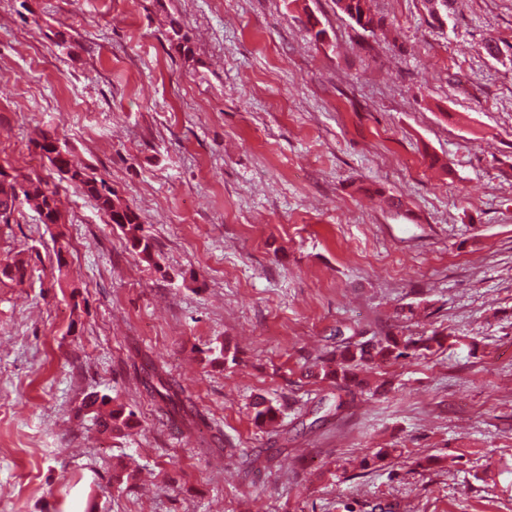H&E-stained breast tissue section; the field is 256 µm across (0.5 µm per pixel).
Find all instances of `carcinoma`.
Masks as SVG:
<instances>
[{
	"mask_svg": "<svg viewBox=\"0 0 512 512\" xmlns=\"http://www.w3.org/2000/svg\"><path fill=\"white\" fill-rule=\"evenodd\" d=\"M336 6L345 17L354 13L366 19L360 29L371 34L384 28L383 18L377 16L371 0H336ZM171 45L177 47L185 60L193 59L186 36L181 33L180 24L172 20L167 31ZM33 146L46 152V159L52 167L66 176V179L93 198L97 208L107 217L108 223L116 225L127 237L133 252L148 263H155L151 239L143 234L140 215L117 198L112 188L103 179L90 175L86 168L73 162L70 151L55 135L44 132ZM26 202L34 206L40 221L44 224H61L63 218L56 206V188L41 178L17 180L0 170V224H9L18 205ZM339 340L329 352L313 376L336 384V388L355 394L371 386V370L379 362L397 360L420 351H430L434 346H442L437 334L430 336L406 337L388 335L378 340L351 341L344 332L336 330ZM151 392L165 403L166 412L172 419L180 421L188 431L196 428L195 422L183 413L184 407L179 393L172 390L169 382L157 377V384L151 385ZM84 407L92 414L100 431L112 436L123 434L133 421V412L121 405L112 404L107 394L94 393L87 397ZM253 419L259 425H273L279 418V409L270 401L260 397L252 404Z\"/></svg>",
	"mask_w": 512,
	"mask_h": 512,
	"instance_id": "obj_1",
	"label": "carcinoma"
}]
</instances>
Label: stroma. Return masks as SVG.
I'll list each match as a JSON object with an SVG mask.
<instances>
[{
    "label": "stroma",
    "mask_w": 512,
    "mask_h": 512,
    "mask_svg": "<svg viewBox=\"0 0 512 512\" xmlns=\"http://www.w3.org/2000/svg\"><path fill=\"white\" fill-rule=\"evenodd\" d=\"M372 7L373 35L335 0H0V168L65 216L0 225V265L27 269L0 281V512H512V0ZM43 131L155 263L35 155ZM339 330L450 339L354 397L311 375ZM92 392L130 434L98 432ZM33 146L44 150L52 167L95 200L97 208L107 217L108 223L115 224L127 237L133 252L142 260L155 263L153 244L142 233L140 215L129 205L122 204L105 180L90 175L85 167L75 164L66 145L50 132H43L39 139L33 141ZM157 385H159L160 388ZM151 392L165 403L166 412L172 419H179L181 425L188 431H193L196 428L193 419H189L187 414H184L183 401L179 398V393L172 390L167 380L163 379L161 376H157V384L151 385ZM181 411L183 414H181ZM84 407L92 414L100 431L117 437L130 427L133 421V412L121 405H112V398L108 394L94 393L87 397Z\"/></svg>",
    "instance_id": "obj_1"
}]
</instances>
